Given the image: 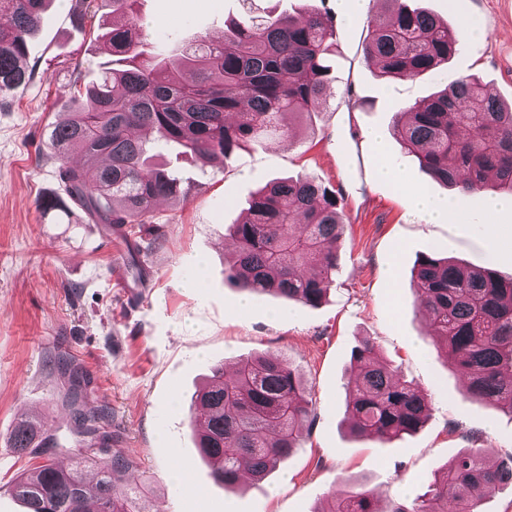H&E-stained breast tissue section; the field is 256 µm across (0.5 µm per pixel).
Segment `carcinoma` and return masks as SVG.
Segmentation results:
<instances>
[{
    "label": "carcinoma",
    "mask_w": 512,
    "mask_h": 512,
    "mask_svg": "<svg viewBox=\"0 0 512 512\" xmlns=\"http://www.w3.org/2000/svg\"><path fill=\"white\" fill-rule=\"evenodd\" d=\"M51 0H0V97L24 90L34 72L28 38ZM117 21L103 35L109 59L83 99L49 134L60 162L64 195L43 200L46 211L81 208L107 229L145 224L161 199L182 195L178 176L150 163L153 145L177 146L203 160L229 158L242 146L282 131L285 114L317 112L333 81L332 18L312 10L297 19L245 17L227 26L224 43L201 36L185 53L169 55L140 27L138 0H110ZM388 9L368 20V58L393 77L437 69L456 50L460 31L410 6L384 0ZM396 135L435 182L462 194L493 182L512 194V105L484 92L479 78L451 79L433 97L400 110ZM78 150L83 162L73 165ZM342 211L333 191L308 176L267 184L233 225L235 257L225 279L250 294L315 305L335 284L336 244ZM429 322L445 355L475 399L512 415V278L463 266L451 257L425 256L412 273ZM347 390L352 435L388 443L416 431L427 418V397L396 380L364 340ZM82 377L72 376L67 401L79 422L76 464L62 469L50 457L59 439L33 420L14 429L12 448L44 464L18 477L12 494L27 512H147L134 488L115 483L129 468L112 449L102 413L78 407ZM315 416L311 391L282 357L263 355L237 363L235 376L213 370L190 408L200 454L218 482L243 475L255 480L303 447ZM104 448L90 451L88 447ZM512 484V455L496 465L478 450L454 456L412 502H392L387 512H479L481 502ZM378 491L354 488L334 498L327 512H379Z\"/></svg>",
    "instance_id": "cac0c4a2"
}]
</instances>
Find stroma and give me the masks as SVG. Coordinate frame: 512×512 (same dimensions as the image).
<instances>
[{"label":"stroma","instance_id":"35a3bbf8","mask_svg":"<svg viewBox=\"0 0 512 512\" xmlns=\"http://www.w3.org/2000/svg\"><path fill=\"white\" fill-rule=\"evenodd\" d=\"M76 2L54 0L44 13L30 39L32 80L0 101V512H25L11 485L35 465L10 446L17 423L75 434L65 401L75 372L86 381L84 410L108 412L112 446L134 465L116 480L141 478L148 512H314L350 482L377 489L385 503L411 500L462 450L511 456L512 419L468 396L429 335L410 281L430 254L512 277V213L486 215L488 194L478 191L459 199L453 222L424 220L411 191L456 194L425 174L392 126L399 107L460 75L479 76L488 93L512 102V0H417L451 28L474 21L478 32L447 64L414 78L381 76L368 61L364 17L380 12L373 0L352 24L342 0H140L141 24L172 54L192 34L212 36L233 19L312 8L334 14L336 38L327 103L288 115L290 138L273 134L206 164L173 146L155 150L190 194L161 201L140 225L148 248L139 261L149 275L134 299L111 277L124 257L109 248L103 226L79 210L40 205L61 190L48 133L94 80L104 59L98 36L112 19L110 0H96L84 28L73 27ZM386 159L399 163L401 181L379 178ZM297 174L334 191L343 208L336 283L316 306L247 297L224 278L234 254L229 228L251 196ZM488 223L498 236L485 233ZM244 300L250 308L241 315ZM366 338L431 402L418 431L385 445L355 438L344 422L351 352ZM260 354L291 362L316 417L303 448L263 480L226 487L198 454L189 406L213 367Z\"/></svg>","mask_w":512,"mask_h":512}]
</instances>
